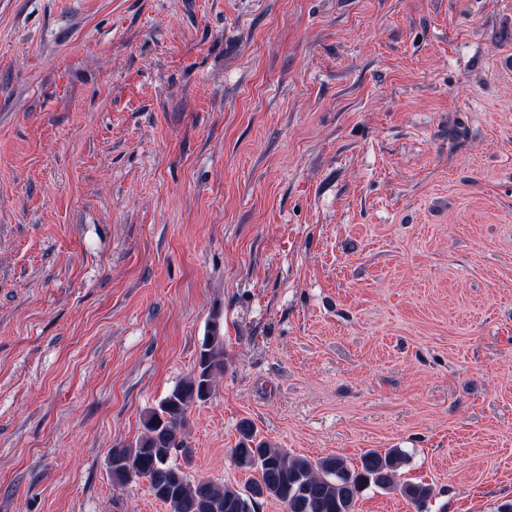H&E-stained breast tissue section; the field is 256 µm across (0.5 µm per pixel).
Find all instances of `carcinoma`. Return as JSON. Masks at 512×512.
Wrapping results in <instances>:
<instances>
[{
    "label": "carcinoma",
    "instance_id": "cac0c4a2",
    "mask_svg": "<svg viewBox=\"0 0 512 512\" xmlns=\"http://www.w3.org/2000/svg\"><path fill=\"white\" fill-rule=\"evenodd\" d=\"M220 318L221 313H216L201 343L196 371L144 416V430L134 445L112 450L115 484L146 479L151 494L169 512H257L262 499L279 502L284 512H355L369 487L398 491L417 505L434 497L435 490L427 483L398 482L404 454L397 448L371 449L355 467L335 456L311 460L257 439L248 419L239 424V440L231 456L238 468L257 473L251 483L238 490L206 478H190L174 454L188 453L183 447L186 413L194 403L209 398L217 375L224 371Z\"/></svg>",
    "mask_w": 512,
    "mask_h": 512
}]
</instances>
